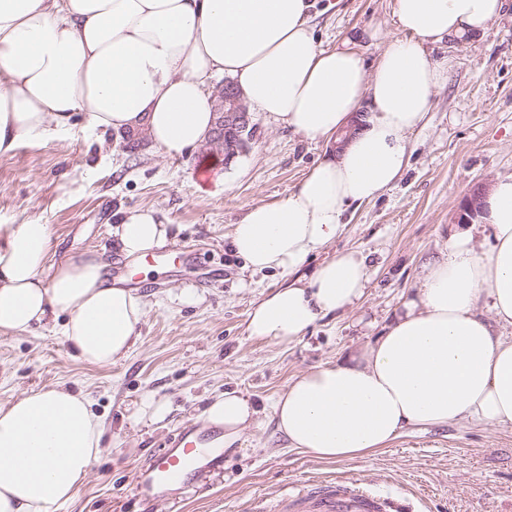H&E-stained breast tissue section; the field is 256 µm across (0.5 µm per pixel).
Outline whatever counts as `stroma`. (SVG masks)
I'll list each match as a JSON object with an SVG mask.
<instances>
[{"label":"stroma","instance_id":"1","mask_svg":"<svg viewBox=\"0 0 512 512\" xmlns=\"http://www.w3.org/2000/svg\"><path fill=\"white\" fill-rule=\"evenodd\" d=\"M311 23L323 46L349 44L369 67L385 35L396 31L392 0H316ZM377 29L382 38L371 39ZM429 53L453 56L454 68L425 127L409 136L408 167L379 199L349 212L327 248L366 256L367 293L290 344L249 336V311L288 279L245 269L229 235L249 207L294 190L323 157L324 142L257 111L249 150L228 164L198 147L162 155L149 142L92 130L78 117L62 139L23 141L0 156V224L50 225L51 260L102 251L121 263L115 214L139 206L161 209L180 225L163 247L168 258L193 251L175 272L162 264L148 277L132 274L147 315L132 351L111 365L78 359L51 323L0 333V405L62 384L87 394L104 423L103 455L56 512H252L259 503L282 512L288 491L318 479L363 482L373 494L399 498L405 512H512V426H410L384 449L336 463L289 447L272 417L278 395L302 372L348 361L384 335L450 237L467 232L478 251L490 247L465 202L474 188L512 176V13L482 36L444 41ZM227 390L250 395L258 410L236 452L188 491L141 497L139 469L184 423L203 426L209 400ZM148 398L166 404L163 420L137 417Z\"/></svg>","mask_w":512,"mask_h":512}]
</instances>
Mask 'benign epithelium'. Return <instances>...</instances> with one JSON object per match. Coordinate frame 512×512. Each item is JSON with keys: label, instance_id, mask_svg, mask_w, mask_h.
<instances>
[{"label": "benign epithelium", "instance_id": "1", "mask_svg": "<svg viewBox=\"0 0 512 512\" xmlns=\"http://www.w3.org/2000/svg\"><path fill=\"white\" fill-rule=\"evenodd\" d=\"M217 118L204 150L224 153V164L246 153L255 132L253 115L240 88L226 81L215 92Z\"/></svg>", "mask_w": 512, "mask_h": 512}]
</instances>
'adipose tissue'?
Returning a JSON list of instances; mask_svg holds the SVG:
<instances>
[{
    "instance_id": "1",
    "label": "adipose tissue",
    "mask_w": 512,
    "mask_h": 512,
    "mask_svg": "<svg viewBox=\"0 0 512 512\" xmlns=\"http://www.w3.org/2000/svg\"><path fill=\"white\" fill-rule=\"evenodd\" d=\"M512 0H392L400 31L374 67L347 47L318 46L311 0H0V156L22 141H49L83 116L87 127L151 143L164 155L200 144L215 120L211 80L234 79L246 101L294 133L335 143L364 118L342 151H329L287 197L250 207L231 248L252 271L288 285L250 312V336L295 341L317 319L347 309L369 281L365 257L338 252L311 276L302 267L342 231L351 207L377 200L402 174L409 136L448 80L443 40L483 32ZM493 247L449 238L384 336L345 364L300 374L273 404L289 447L342 462L383 449L410 426L461 420L512 426V340L477 309L512 326V177L481 200ZM178 232L157 208L118 213V252L145 259ZM49 225H0V332L60 320L83 362L109 365L138 338L146 305L104 281L100 252L49 262ZM258 411L227 391L203 412L233 448ZM89 397L63 387L32 390L0 406V512H54L72 499L102 454Z\"/></svg>"
}]
</instances>
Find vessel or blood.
I'll return each mask as SVG.
<instances>
[{
    "mask_svg": "<svg viewBox=\"0 0 512 512\" xmlns=\"http://www.w3.org/2000/svg\"><path fill=\"white\" fill-rule=\"evenodd\" d=\"M217 432L184 424L168 439L167 449L139 472V491L155 499L189 487L196 475L224 463L216 445ZM373 495L344 484L334 488L299 490L290 499L293 512H370Z\"/></svg>",
    "mask_w": 512,
    "mask_h": 512,
    "instance_id": "vessel-or-blood-1",
    "label": "vessel or blood"
}]
</instances>
